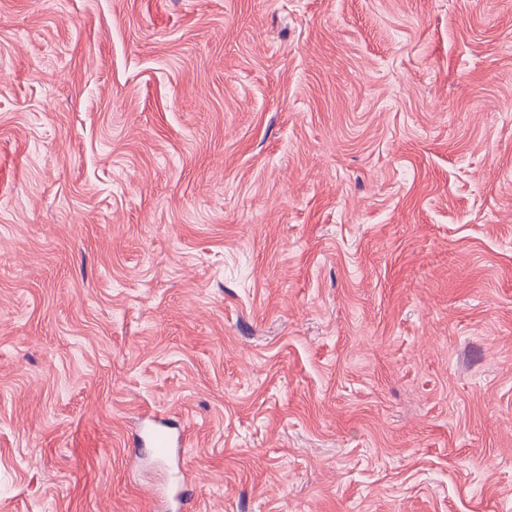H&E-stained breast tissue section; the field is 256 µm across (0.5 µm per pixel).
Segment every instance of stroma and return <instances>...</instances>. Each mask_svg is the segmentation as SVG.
Here are the masks:
<instances>
[{
    "label": "stroma",
    "mask_w": 512,
    "mask_h": 512,
    "mask_svg": "<svg viewBox=\"0 0 512 512\" xmlns=\"http://www.w3.org/2000/svg\"><path fill=\"white\" fill-rule=\"evenodd\" d=\"M184 475L512 512V0H0V512ZM145 438L144 442L150 446L153 455L158 458L167 457L172 446V436L166 426L155 423L147 428Z\"/></svg>",
    "instance_id": "35a3bbf8"
}]
</instances>
